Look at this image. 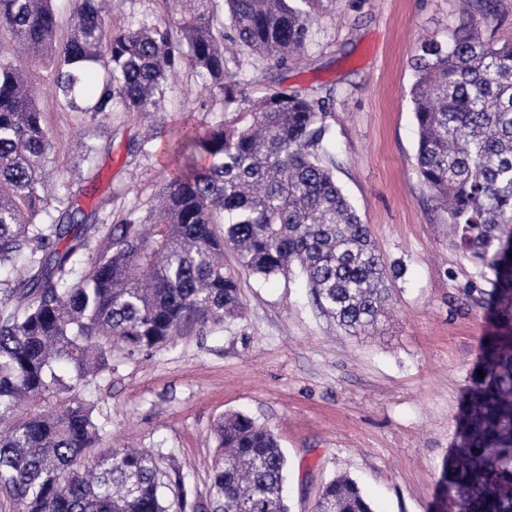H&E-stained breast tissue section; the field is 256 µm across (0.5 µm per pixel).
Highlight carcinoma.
I'll return each instance as SVG.
<instances>
[{"mask_svg": "<svg viewBox=\"0 0 512 512\" xmlns=\"http://www.w3.org/2000/svg\"><path fill=\"white\" fill-rule=\"evenodd\" d=\"M167 24H112V0H72L57 37L52 0H0V504L13 512H196L168 456L105 448L84 392L132 357L238 316L243 270L268 279L298 271L313 304L350 336L376 328L392 276L368 225L325 162L332 137L323 103L296 92L249 94L229 62L249 55L286 64L305 53L307 0H193ZM492 0H460L448 44L414 56L410 89L422 184L448 213L454 243L491 277L484 291L494 335L484 339L442 468L449 512H512V40L483 39ZM52 65L73 112H157L182 66L209 80L224 116L185 126L170 178L146 214L126 213L82 274L88 216L52 224L42 177L50 150L33 68ZM104 81L85 90L86 67ZM237 268L224 266V247ZM208 512H290L288 460L277 436L241 412L216 428ZM317 512H373L351 478L322 488Z\"/></svg>", "mask_w": 512, "mask_h": 512, "instance_id": "cac0c4a2", "label": "carcinoma"}]
</instances>
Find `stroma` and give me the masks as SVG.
I'll return each instance as SVG.
<instances>
[{
	"label": "stroma",
	"mask_w": 512,
	"mask_h": 512,
	"mask_svg": "<svg viewBox=\"0 0 512 512\" xmlns=\"http://www.w3.org/2000/svg\"><path fill=\"white\" fill-rule=\"evenodd\" d=\"M302 65L243 57L251 95L276 87L323 99L332 128L326 160L386 265L393 303L375 335L349 337L322 316L304 283L242 275L243 309L224 325L183 330L91 388L106 445L162 451L197 503L208 504L214 430L243 412L269 427L288 457L291 512H315L324 482L355 480L374 512H440L439 480L483 336L492 327L470 292L487 269L452 241L448 215L419 179L409 98L419 41H448L457 0H315ZM185 68L170 78L158 111L115 112L95 124L70 111L41 76L39 100L52 149L47 209L69 202L94 214L98 242L119 216L147 211L171 175L167 154L184 125L206 129L221 95ZM95 154L80 159L76 131Z\"/></svg>",
	"instance_id": "1"
}]
</instances>
